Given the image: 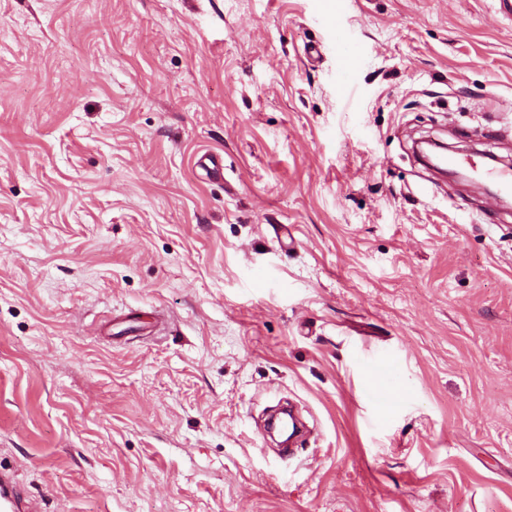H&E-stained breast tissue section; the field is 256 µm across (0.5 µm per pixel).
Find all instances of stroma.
Wrapping results in <instances>:
<instances>
[{"instance_id":"1","label":"stroma","mask_w":512,"mask_h":512,"mask_svg":"<svg viewBox=\"0 0 512 512\" xmlns=\"http://www.w3.org/2000/svg\"><path fill=\"white\" fill-rule=\"evenodd\" d=\"M322 5L0 0V468L40 512H512V209L413 152L512 161V16ZM336 50H338L345 58L346 64L340 74V84L343 86V90L353 94L354 75L359 68L361 62V55L356 49L353 42L343 36L337 35L335 39Z\"/></svg>"}]
</instances>
